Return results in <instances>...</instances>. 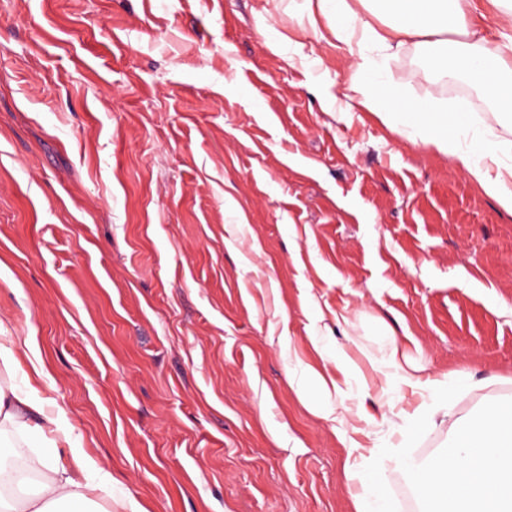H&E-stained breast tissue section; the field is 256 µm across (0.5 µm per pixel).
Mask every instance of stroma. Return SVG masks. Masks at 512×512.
Returning a JSON list of instances; mask_svg holds the SVG:
<instances>
[{"label":"stroma","mask_w":512,"mask_h":512,"mask_svg":"<svg viewBox=\"0 0 512 512\" xmlns=\"http://www.w3.org/2000/svg\"><path fill=\"white\" fill-rule=\"evenodd\" d=\"M305 4L0 0V379L65 411L98 512H356L346 463L404 444L421 382L466 379L461 422L512 399V213L348 110ZM372 55L512 141L425 48Z\"/></svg>","instance_id":"35a3bbf8"}]
</instances>
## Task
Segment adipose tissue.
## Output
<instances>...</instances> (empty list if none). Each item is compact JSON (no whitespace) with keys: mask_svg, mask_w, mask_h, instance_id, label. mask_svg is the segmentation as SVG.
<instances>
[{"mask_svg":"<svg viewBox=\"0 0 512 512\" xmlns=\"http://www.w3.org/2000/svg\"><path fill=\"white\" fill-rule=\"evenodd\" d=\"M381 14L394 17V25L379 31L360 21L347 0H310L311 23H325L330 34L348 45L357 62L351 80L354 106L382 113L385 122L404 121L420 131L426 144L453 156L466 174L476 181L506 211L512 213V143L496 139L490 129L475 127L461 113L426 102L376 96L371 87L373 60L363 48L375 42L385 50L403 46L408 40L434 36L447 30L469 34L476 25L472 0H376ZM512 56V32L504 41L481 37L457 43L452 52L432 56L436 71H455L465 76L483 75L482 89L490 96L496 114H512V81L503 72ZM456 126L448 135V126ZM63 411H47L44 402L31 393L0 385V512H86L89 502L81 478L97 470L94 459L73 452L43 455L36 476H29L12 463L16 440L34 445L46 434L64 431Z\"/></svg>","mask_w":512,"mask_h":512,"instance_id":"obj_1","label":"adipose tissue"}]
</instances>
